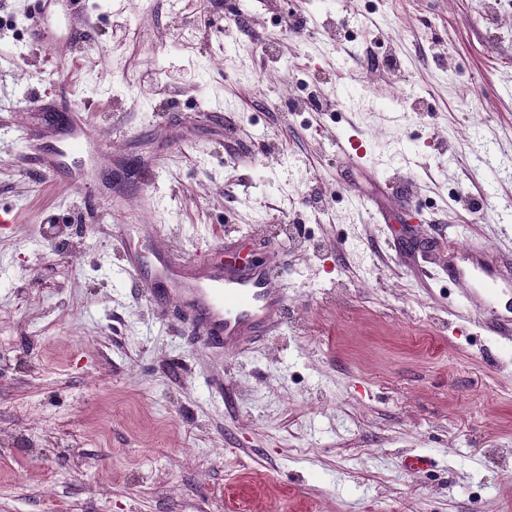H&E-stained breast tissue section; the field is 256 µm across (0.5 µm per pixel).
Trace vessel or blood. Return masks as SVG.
<instances>
[{
  "label": "vessel or blood",
  "mask_w": 512,
  "mask_h": 512,
  "mask_svg": "<svg viewBox=\"0 0 512 512\" xmlns=\"http://www.w3.org/2000/svg\"><path fill=\"white\" fill-rule=\"evenodd\" d=\"M63 3L75 16L86 8V0H38L29 15L35 41L53 43L47 27ZM98 138L95 125L84 113L74 112L56 146L44 145L36 133L28 134L26 141L30 160L43 174L53 176L63 170L67 157L89 151ZM113 235L122 245L129 274L146 284L155 303L184 309L206 348L236 350L278 325L286 300L273 277L276 247H269L265 262L242 267L225 262L219 252L209 260L176 259L164 251L145 255L121 224L115 226ZM463 252L467 265L449 268L448 278L463 290L464 317L479 318L491 335L512 338V268L478 244L464 246Z\"/></svg>",
  "instance_id": "obj_1"
}]
</instances>
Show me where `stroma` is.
<instances>
[{
	"mask_svg": "<svg viewBox=\"0 0 512 512\" xmlns=\"http://www.w3.org/2000/svg\"><path fill=\"white\" fill-rule=\"evenodd\" d=\"M32 7L0 0V512H512V344L426 260L512 263V0H88L50 47ZM61 83L107 148L83 186L25 155ZM117 224L279 245L283 322L201 346Z\"/></svg>",
	"mask_w": 512,
	"mask_h": 512,
	"instance_id": "1",
	"label": "stroma"
}]
</instances>
